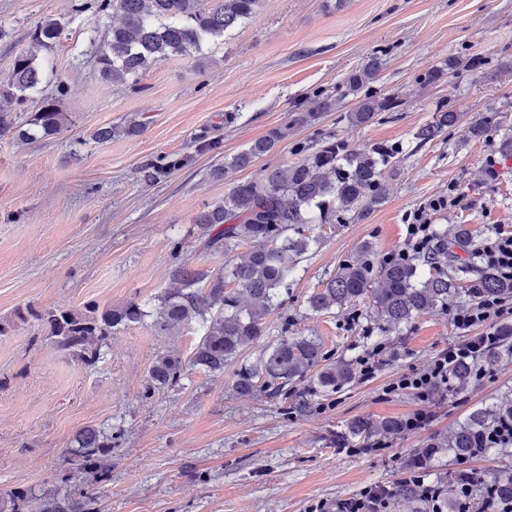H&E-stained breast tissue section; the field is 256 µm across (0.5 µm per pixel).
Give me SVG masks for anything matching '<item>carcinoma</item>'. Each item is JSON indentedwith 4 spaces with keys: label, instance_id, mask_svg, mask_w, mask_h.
<instances>
[{
    "label": "carcinoma",
    "instance_id": "1",
    "mask_svg": "<svg viewBox=\"0 0 512 512\" xmlns=\"http://www.w3.org/2000/svg\"><path fill=\"white\" fill-rule=\"evenodd\" d=\"M262 0H96V14L114 12L121 22L112 26L106 39L95 47V63L100 76L115 85L136 80L150 65L171 55L200 51L208 42L224 37V33L250 18ZM61 27L54 19L45 20L33 35L30 49L16 57L7 78L0 82V99L9 103L23 100L33 92H43L42 75L37 64L38 53L60 38ZM383 66L373 55L349 73L338 87L341 98H357L348 120L355 126L370 123L378 113L393 107L390 100L362 94ZM56 92L43 98L42 106L18 130V136L35 142L59 133L69 122L60 108ZM336 106L331 96H319L306 112H296L282 125L227 163L232 168L249 166L255 158L273 150L287 138L288 130L297 125H312L324 112ZM454 112H439L420 126L414 139L427 143L454 126ZM500 124V115L490 112L472 122L467 134L479 139L489 127ZM140 126L133 120L123 127H102L92 139L104 143L116 135L131 136ZM401 148L379 144L367 150L349 148L343 141L327 138L315 148H297L299 159L290 166L277 167L256 180L237 183L227 202L208 205L193 218V224L205 233L206 247L214 252L230 253L241 243L252 245L240 263L224 265L212 273L197 270L184 262L174 264L172 281L156 296L155 302L130 300L118 307L99 308L92 303L83 310L50 308L44 311L18 312L20 320L31 316L43 326L50 339L62 351L77 352L88 365L101 356L114 330L153 318L158 333L176 325H195L200 340L188 361L171 355L158 356L150 366L149 387H172L178 384L185 366L208 374L224 373V366L237 358L242 350L266 335V319L271 312L288 306V288L302 256L314 238L310 225L325 224L329 217L355 211L364 216L385 197L383 172L395 164ZM180 164L145 165L144 177L150 182ZM472 242V231L463 224H452L434 231L426 254H412L405 260L376 257L371 244L361 245L358 257L339 265L324 288L307 298L311 312H329L351 307L362 299L369 300L370 312L379 326L398 331L423 313L446 311L448 305L462 298L458 287L460 276L470 273L455 250H464ZM479 287L483 293L500 297L512 296V283L500 280L489 268L479 270ZM317 376L319 395L333 393L351 382L353 370L344 360H332L322 346L306 336L288 335L283 323L281 338L253 366H242L234 373L233 388L244 395L256 391L282 404L293 413H306L313 408L306 394L288 391V386L304 381L310 373ZM448 380L458 392L471 386V366L453 363L448 367ZM512 422V400H498L474 409L459 425L447 448L460 458L476 448L475 440L495 425ZM394 432V421H358L351 426L355 434ZM77 448L71 455L77 471L99 475L108 473L107 458L112 454V436L95 429L79 433ZM478 501L474 506L486 509L490 503L512 501V465L499 470L491 481L470 474ZM28 494L14 490L0 497V512H27ZM85 502H75L55 493L44 497L42 512H92Z\"/></svg>",
    "mask_w": 512,
    "mask_h": 512
}]
</instances>
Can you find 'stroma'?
Here are the masks:
<instances>
[{
  "mask_svg": "<svg viewBox=\"0 0 512 512\" xmlns=\"http://www.w3.org/2000/svg\"><path fill=\"white\" fill-rule=\"evenodd\" d=\"M60 20L64 31L38 63L48 90L63 86L61 133L26 144L0 134V318L34 308L83 309L151 300L170 287V253L183 240L190 266L217 271L248 252L204 246L193 217L224 201L238 182L296 162L294 147L327 136L353 149L399 144L387 168L386 197L371 213L349 212L319 224L288 294V307L267 318V333L223 375L187 372L179 384L148 387V369L162 353L189 358L195 327L166 333L149 324L118 329L98 363L60 351L35 321H15L0 337V493L28 491V512H40L47 491L79 497L83 487L67 457L84 429L115 434L112 473L98 488L101 512H315L369 485L403 481L431 442L448 440L482 403L512 398V352L485 362L470 390L423 404L391 385L424 370L461 333L446 311L424 313L397 332H381L367 303L309 314L306 299L324 287L363 243L378 257L406 248V228L433 199L457 206L431 212V224H464L475 245L512 232V159L498 146L512 136V0H263L257 13L206 44L201 54L148 67L136 83L103 80L91 44L108 18L94 0H0V80L26 51L37 25ZM384 66L367 93L395 100L365 126L346 119L352 98L311 126L291 130L245 170L217 165L247 149L288 114L309 110L316 96H336L342 79L370 56ZM476 57V70L427 82L448 58ZM455 112L457 124L425 145L415 130L434 113ZM487 112L504 117L480 139L471 122ZM139 120L136 135L97 143L98 128ZM217 142L219 150H202ZM165 158L183 166L155 183L145 164ZM311 336L337 359L355 361L374 345L383 360L374 376H355L336 393L316 397L305 414L231 387L237 366L252 365L280 336ZM427 408L421 430L381 434L366 453L349 435L357 419L401 420Z\"/></svg>",
  "mask_w": 512,
  "mask_h": 512,
  "instance_id": "stroma-1",
  "label": "stroma"
}]
</instances>
